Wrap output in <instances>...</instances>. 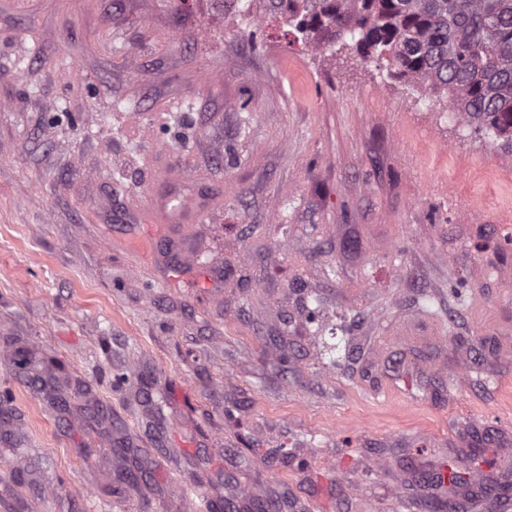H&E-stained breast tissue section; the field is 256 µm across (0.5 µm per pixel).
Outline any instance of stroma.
<instances>
[{
    "mask_svg": "<svg viewBox=\"0 0 512 512\" xmlns=\"http://www.w3.org/2000/svg\"><path fill=\"white\" fill-rule=\"evenodd\" d=\"M504 224L512 159L445 97L268 11L0 0V512H403L450 470L497 512Z\"/></svg>",
    "mask_w": 512,
    "mask_h": 512,
    "instance_id": "stroma-1",
    "label": "stroma"
}]
</instances>
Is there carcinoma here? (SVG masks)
<instances>
[{"mask_svg": "<svg viewBox=\"0 0 512 512\" xmlns=\"http://www.w3.org/2000/svg\"><path fill=\"white\" fill-rule=\"evenodd\" d=\"M315 48L350 37L512 154V0H270Z\"/></svg>", "mask_w": 512, "mask_h": 512, "instance_id": "carcinoma-1", "label": "carcinoma"}]
</instances>
